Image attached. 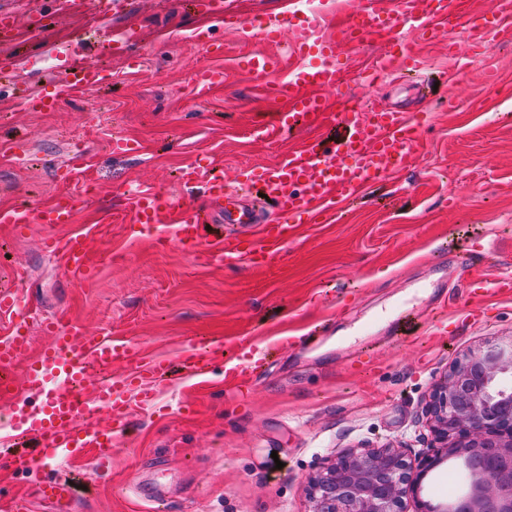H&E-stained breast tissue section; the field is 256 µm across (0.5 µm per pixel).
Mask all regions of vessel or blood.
Listing matches in <instances>:
<instances>
[{
    "instance_id": "b4317fda",
    "label": "vessel or blood",
    "mask_w": 512,
    "mask_h": 512,
    "mask_svg": "<svg viewBox=\"0 0 512 512\" xmlns=\"http://www.w3.org/2000/svg\"><path fill=\"white\" fill-rule=\"evenodd\" d=\"M405 26L431 40L452 34L460 26L472 49L482 51L494 38L512 34V0H499L492 14L464 11L463 0H359L332 37L318 35V17L285 7L279 16L263 23L265 49L246 53L238 66L253 76H267L277 66L269 46L279 43L283 29L294 28L290 54L296 65L286 77L267 87L269 98L279 106L277 126L290 129L301 119L312 128L337 122L346 128V137L318 150L295 147L270 165L246 166L238 188L233 190L226 189L223 179L213 175L210 154L196 156L184 169L182 183L197 190L204 201L223 207L225 223L253 227L250 237L204 239L201 226L207 214L202 207L192 202L176 204L165 193L144 187L128 191L131 218L125 227L127 236L146 238L158 246L176 244L203 265L218 262L262 268L301 225L336 223L348 200L389 173L411 167L413 147L427 125L426 114L360 111L356 101L346 95L350 68L344 63L368 36L378 35L386 38L387 48L372 63L370 73L378 76L399 65L406 71H417L421 61L411 43L401 36ZM108 80L104 69L85 60L57 81L53 95L34 90L25 106L51 111L77 91L96 89ZM223 84L224 70L220 67L202 68L194 78L195 93L201 99ZM330 93L336 96L332 105L326 100ZM252 186L261 188L273 212L254 208L246 193ZM76 203V195L66 190L32 210L0 207V224L16 231L32 221L45 225L49 231L44 240L46 252L63 270L84 280L94 272L93 237L88 230L73 228ZM62 224L69 225V232L56 234V227ZM463 294V316L479 321L488 296L512 295V276L471 278ZM29 305V299L20 293L0 292V318L9 322L0 332V367L19 364L24 372L19 386L10 378L0 377V397L11 404L12 429L34 447L33 454L10 458L0 464V470L16 473L35 466L52 468L60 459L87 456L106 462L114 437L124 431L133 412L153 402L167 361L129 340L88 332L62 311L45 323L49 344L38 356H31L23 320ZM223 352L219 345L203 352L188 350L180 360L190 376L200 379ZM116 364L124 368L121 375L98 376V369ZM101 411L111 415L110 428L94 422V415ZM73 495L66 476L49 479L39 488V496L45 500L60 502Z\"/></svg>"
}]
</instances>
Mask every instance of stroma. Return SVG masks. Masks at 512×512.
<instances>
[{
    "instance_id": "35a3bbf8",
    "label": "stroma",
    "mask_w": 512,
    "mask_h": 512,
    "mask_svg": "<svg viewBox=\"0 0 512 512\" xmlns=\"http://www.w3.org/2000/svg\"><path fill=\"white\" fill-rule=\"evenodd\" d=\"M126 2L102 24L100 0L37 24L41 0H0L18 21L16 37L0 39V206L49 202L64 188L58 163L80 143L94 162L74 224L95 232L97 265L79 282L44 253L42 225L19 234L0 225V289L32 296V350L48 341L43 318L64 309L88 331L173 361L154 404L115 438L108 465L60 463L77 478L71 507L307 512V480L324 459L362 442L429 448L425 404L439 376L461 350L512 335V297L491 298L481 323L457 324L472 272H512V40L474 55L463 29L429 41L404 28L425 70L353 94L365 110L427 113L413 165L345 203L336 223L298 229L265 268H202L177 246L127 239L125 187L181 203L179 172L198 153L212 154L231 186L240 167L327 134L272 129L276 104L236 66L261 38L242 42L204 0ZM196 30L223 41V56L192 42ZM84 57L112 70L111 84L51 112L23 108L28 86L51 92ZM217 64L223 89L198 100L195 72ZM119 137L136 140L140 155H113ZM218 340L224 357L196 388L179 354ZM246 345L260 351L257 367L243 387H226L224 372L243 365ZM46 475L1 473L0 494L21 489L26 512H57L38 495Z\"/></svg>"
}]
</instances>
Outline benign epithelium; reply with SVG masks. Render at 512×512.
<instances>
[{"label":"benign epithelium","mask_w":512,"mask_h":512,"mask_svg":"<svg viewBox=\"0 0 512 512\" xmlns=\"http://www.w3.org/2000/svg\"><path fill=\"white\" fill-rule=\"evenodd\" d=\"M435 446L414 459L399 448L342 452L308 481L309 512H404L424 477L450 456L486 460L450 512H512V337L463 351L429 402Z\"/></svg>","instance_id":"obj_1"}]
</instances>
